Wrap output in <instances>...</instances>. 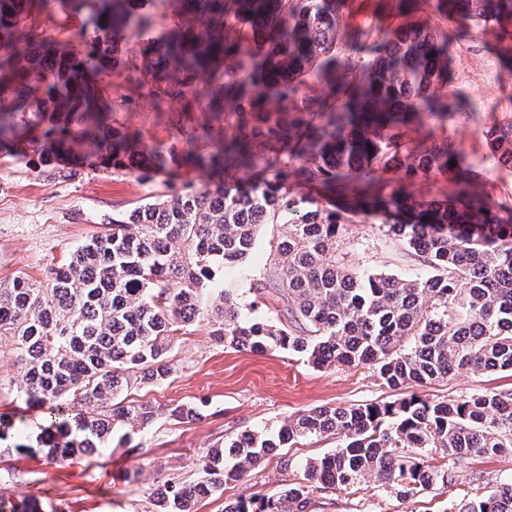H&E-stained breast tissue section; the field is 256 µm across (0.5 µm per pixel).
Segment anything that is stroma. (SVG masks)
Here are the masks:
<instances>
[{
	"label": "stroma",
	"instance_id": "1",
	"mask_svg": "<svg viewBox=\"0 0 512 512\" xmlns=\"http://www.w3.org/2000/svg\"><path fill=\"white\" fill-rule=\"evenodd\" d=\"M104 80L117 106L114 117L129 135L149 145L185 149L170 132L171 113L158 111L123 69L106 72ZM446 126L426 120L402 129L406 141L426 150L448 143L475 174L474 187L496 204L512 207V165L489 160L484 128L512 121V59L503 54L499 29L490 26L456 39L448 48ZM208 172L172 169L170 175L137 177L96 166L63 174L39 172L32 159L0 158V282L24 274L36 283L49 269L103 230L102 219L150 198L197 189ZM281 225L260 227L246 261L226 270L212 289L238 295L247 317L273 320L278 304L255 289L275 256ZM339 255L345 265L386 272L402 278L431 276L430 268L409 256L381 224L348 225ZM173 372L166 383L131 382L128 396L163 407L183 403L197 407L198 420L177 422L160 414L145 430L127 437L113 435L110 444L90 457L65 462L23 453L42 423L44 412L21 403L16 394L22 369L10 342L0 340V415L24 416L26 428L0 442V497L19 500L35 495L42 512H153L150 488L165 482H190L197 474L193 460L223 446L225 440L250 429L277 432L292 415L317 407H350L397 399L374 367L316 369L306 359L273 350L256 354L217 345L206 324L193 327L170 352ZM512 391V373L473 374L462 371L408 390L429 398H456L482 390ZM331 437L307 440L261 460L242 480L226 485L223 496L199 500L195 512H224L226 500L275 494L293 483L306 459L334 452ZM451 485L427 495L400 498L368 482L348 491L322 489L311 496V512H445L449 502L479 498L512 481V452L493 458L468 457L452 466Z\"/></svg>",
	"mask_w": 512,
	"mask_h": 512
}]
</instances>
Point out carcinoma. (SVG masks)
I'll list each match as a JSON object with an SVG mask.
<instances>
[{
    "instance_id": "1",
    "label": "carcinoma",
    "mask_w": 512,
    "mask_h": 512,
    "mask_svg": "<svg viewBox=\"0 0 512 512\" xmlns=\"http://www.w3.org/2000/svg\"><path fill=\"white\" fill-rule=\"evenodd\" d=\"M45 0H0V156L38 157L64 171L93 163L123 174H164L199 165L216 180L162 195L106 222L47 282L19 275L0 283V339L13 341L25 370L20 399L48 410L35 451L65 461L103 445L117 428H147L159 415L124 396L131 380L161 383L178 337L201 321L224 346L305 356L317 368L372 365L391 390L459 371H512V209L471 189L456 171L453 196H406L384 180L455 171L443 144L421 152L399 127L448 121L437 87L447 83L456 32L490 23L512 41V0H375L374 20L350 28L349 0H151L173 24L162 41L118 57L119 44L148 24L135 0H63L94 38L77 56L40 28ZM412 18L403 28L386 16ZM254 33L245 52L242 29ZM136 77L187 145L180 155L149 147L116 124L105 93L106 61ZM236 61V67L226 61ZM207 77L208 100L194 82ZM314 93L297 96L299 86ZM221 145L211 149L212 126ZM489 158L512 165V121L486 131ZM247 177H242V173ZM304 184L328 203L297 200ZM297 216L288 219V212ZM384 224L428 279L346 266L338 256L354 219ZM262 224L283 225L275 263L255 290L276 297L281 319H248L236 297L208 290L242 264ZM99 412L91 417L83 406ZM336 436L331 454L306 460L302 481L271 497H240L236 512H306L314 489L347 490L370 480L407 498L452 483L450 463L512 450V392L462 398L401 397L321 407L288 418L268 439L238 434L199 459V478L163 485L156 512H193L261 459L285 446ZM0 512H39L34 500L0 498ZM458 512H512V483Z\"/></svg>"
}]
</instances>
